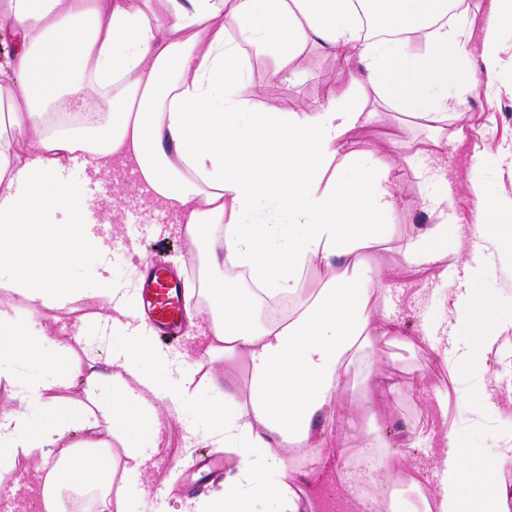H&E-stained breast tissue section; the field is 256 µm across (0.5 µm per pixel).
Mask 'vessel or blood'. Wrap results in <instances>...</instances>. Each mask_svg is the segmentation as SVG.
Here are the masks:
<instances>
[{
    "label": "vessel or blood",
    "mask_w": 512,
    "mask_h": 512,
    "mask_svg": "<svg viewBox=\"0 0 512 512\" xmlns=\"http://www.w3.org/2000/svg\"><path fill=\"white\" fill-rule=\"evenodd\" d=\"M146 319L160 338L168 339L182 329V277L160 262L144 264L140 288Z\"/></svg>",
    "instance_id": "1"
}]
</instances>
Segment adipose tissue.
I'll use <instances>...</instances> for the list:
<instances>
[{"mask_svg": "<svg viewBox=\"0 0 512 512\" xmlns=\"http://www.w3.org/2000/svg\"><path fill=\"white\" fill-rule=\"evenodd\" d=\"M467 25L456 0H0V29L16 42L0 64V285L14 294L0 310V383L18 402L0 412V472L21 456L33 462L25 489L4 485L0 493L19 512H66L68 491L95 492L105 512H133L162 418L180 422L191 412L188 441L211 440L240 459L222 493L196 512H263L268 503L275 512H317L316 497L301 489L306 474L287 452L313 447L373 340H402L392 315L375 317L370 306L374 249L396 211L392 167L355 159L349 138L389 107L431 131L399 144L403 160L440 159L462 140L464 127L448 126L450 102L480 84L457 59ZM311 45L356 58L352 80L377 90L379 108L332 86L303 112L258 100L245 53L273 58L276 73L291 79ZM89 90L106 106L97 126L58 117L63 97ZM12 131L28 137V150L12 148ZM117 168L137 172L146 204L170 210L190 239L222 228L220 244L198 256L187 296L206 301L205 354L248 361V398L215 377L224 406L196 403L187 357L157 345L114 281L112 226L90 220L84 184ZM274 202L287 204V216L271 210ZM431 209L439 223L412 230L405 250L417 266L459 258L447 199ZM229 265L247 269L251 287L224 279ZM312 266L333 275L307 289L301 273ZM463 279L442 349L452 368L480 361L500 336L467 303L478 273L464 267ZM86 289L107 308L102 330L125 342L106 351L82 342L80 361L38 318ZM283 295L295 298L294 312L263 317L267 299ZM75 385L85 386L86 401L61 396ZM116 442L132 466L117 468ZM465 445L463 429L443 423L429 489L414 466L386 464L374 512H512V487L502 480L512 471V444L487 450L476 469Z\"/></svg>", "mask_w": 512, "mask_h": 512, "instance_id": "obj_1", "label": "adipose tissue"}]
</instances>
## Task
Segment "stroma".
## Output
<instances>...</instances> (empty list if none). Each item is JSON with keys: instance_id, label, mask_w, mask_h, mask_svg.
Wrapping results in <instances>:
<instances>
[{"instance_id": "obj_1", "label": "stroma", "mask_w": 512, "mask_h": 512, "mask_svg": "<svg viewBox=\"0 0 512 512\" xmlns=\"http://www.w3.org/2000/svg\"><path fill=\"white\" fill-rule=\"evenodd\" d=\"M490 0H464L463 9L471 25L462 47L460 59L474 70H482L483 20ZM498 65L491 77L493 91L485 87L465 94L461 104L448 111L449 127L465 126L463 141L449 143L440 163L448 170L446 181L426 182L416 162H405L395 146L399 140H422L426 130L411 118L396 112L381 113L375 121L357 127L351 135L350 149L368 164H392V189L403 204L387 228L386 241L380 245L381 265L373 276L386 289L385 296L405 335V343L394 346L374 342L367 351L376 372L402 386L398 396L378 392L367 382L364 368H357L347 388L327 410L325 432L356 441L371 423L380 427V445L366 449V456L383 459L387 446H396L399 455L410 463L426 466L427 456L438 437V423L431 410L436 394L412 390L410 384L419 373H426L440 385L449 400L453 417L468 432L467 452L472 463H480L485 451L502 443L512 434V393L508 385L512 377V256L500 251L489 257L482 278L477 283L479 317L484 322L506 324L497 345L487 354L483 365L449 373L444 361L422 336V325L440 331L453 326L458 298L457 269L449 267L447 275L438 270L409 264L404 249L414 224H432L430 196L447 198L455 223L451 233L463 243L462 257H473L470 228L473 224L472 181H481L490 203H512V29L504 28L495 46ZM248 78L264 102L285 112H299L320 100L325 85H335L337 93H354L365 102H373L371 88L351 89L356 60L331 57L315 48H307L299 57L300 76L293 81L274 74L271 59L250 60ZM481 155L484 164L473 170L474 155ZM88 195L97 203L95 219H102L103 210L113 197H120L121 207L112 220L115 242L112 246V275L137 293L143 259L159 258L167 264L185 266L197 255L198 243L186 237L169 211L146 207L140 183L130 170L117 169L108 178L89 182ZM104 311L100 299L75 295L65 304L45 308L41 321L49 329L73 336L83 322ZM207 330L205 315L185 324L178 340L170 342L171 350L185 352L193 364L192 391L197 403L215 401L216 393L209 384L211 376L223 373L235 377L241 392L249 390V372L244 360L229 362L201 357L198 348L204 343ZM183 424L168 420L162 432L163 443L151 467L141 478V487L152 498L157 512H193L195 498L190 488L205 483L206 494L224 488L223 476L202 479L196 469L198 457L211 451L209 444H187ZM164 497H157V490Z\"/></svg>"}]
</instances>
